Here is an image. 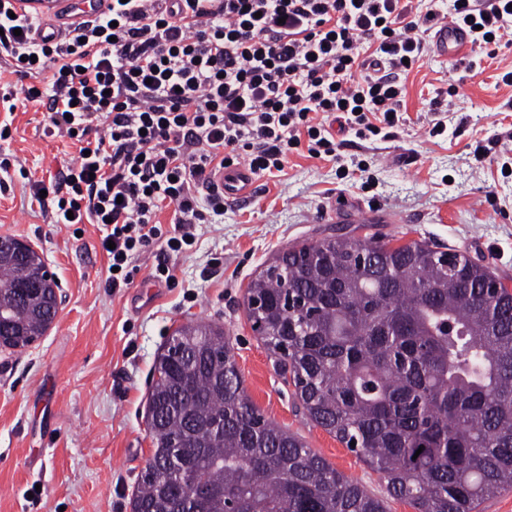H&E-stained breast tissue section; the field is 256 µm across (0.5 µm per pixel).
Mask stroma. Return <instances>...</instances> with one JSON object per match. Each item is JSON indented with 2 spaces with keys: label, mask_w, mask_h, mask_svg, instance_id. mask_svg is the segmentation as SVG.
Instances as JSON below:
<instances>
[{
  "label": "stroma",
  "mask_w": 512,
  "mask_h": 512,
  "mask_svg": "<svg viewBox=\"0 0 512 512\" xmlns=\"http://www.w3.org/2000/svg\"><path fill=\"white\" fill-rule=\"evenodd\" d=\"M483 71H468L472 56ZM512 45L464 49L457 60L428 47L407 78L406 121L386 138L343 136L344 163H372L368 176L340 179L336 164L292 154L283 172L254 178L247 199L231 202L194 242L171 257L175 279H157L164 240L140 250L131 283L106 288L108 258L95 224H55L28 204L33 182L73 162L77 149L45 130L35 104L12 114L0 141L10 178L0 186V237L30 244L54 277L62 304L47 333L22 351L0 350V512H131L137 476L153 452L145 407L156 357L187 321L223 326L251 400L337 471L383 499L386 512H414L389 497L378 474L295 409L292 385L247 318L243 296L260 266L279 251L330 236L377 234L400 246L424 240L486 267L512 287ZM453 92L441 135L430 136L429 102ZM490 158L476 159V146ZM377 210L381 224H350L349 205ZM336 208V223H320Z\"/></svg>",
  "instance_id": "stroma-1"
}]
</instances>
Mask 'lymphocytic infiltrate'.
I'll use <instances>...</instances> for the list:
<instances>
[{
    "instance_id": "obj_1",
    "label": "lymphocytic infiltrate",
    "mask_w": 512,
    "mask_h": 512,
    "mask_svg": "<svg viewBox=\"0 0 512 512\" xmlns=\"http://www.w3.org/2000/svg\"><path fill=\"white\" fill-rule=\"evenodd\" d=\"M16 3L0 0V56L31 79L24 99L45 106L48 132L80 151L31 199L52 204L54 223L104 226L112 289L154 240L183 253L224 204L212 178L226 165L260 177L301 149L336 158L330 116L360 138L399 127L405 79L439 20L417 0H107L40 40ZM448 16L471 45L512 44V0H450Z\"/></svg>"
}]
</instances>
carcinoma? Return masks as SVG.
<instances>
[{"instance_id": "1", "label": "carcinoma", "mask_w": 512, "mask_h": 512, "mask_svg": "<svg viewBox=\"0 0 512 512\" xmlns=\"http://www.w3.org/2000/svg\"><path fill=\"white\" fill-rule=\"evenodd\" d=\"M41 256L0 239V338L25 349L57 310ZM426 241L329 237L251 279V327L303 417L416 512H478L512 488V292ZM145 415L152 461L132 512H386L382 499L265 417L219 325L175 329ZM180 464L167 465L172 441Z\"/></svg>"}]
</instances>
